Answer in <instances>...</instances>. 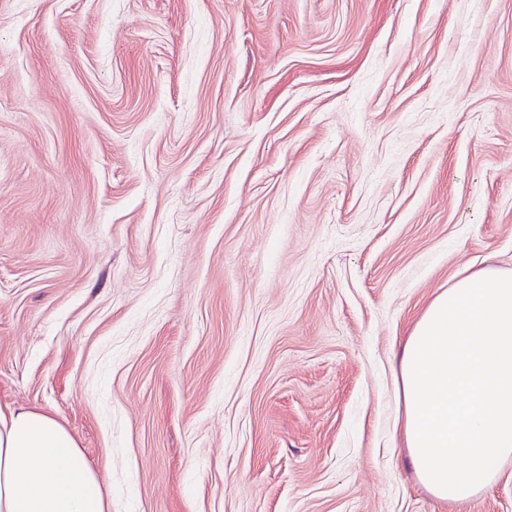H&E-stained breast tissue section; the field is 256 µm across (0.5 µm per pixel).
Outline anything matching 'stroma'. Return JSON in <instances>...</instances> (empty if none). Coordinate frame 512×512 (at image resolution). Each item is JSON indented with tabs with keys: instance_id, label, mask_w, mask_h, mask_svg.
<instances>
[{
	"instance_id": "obj_1",
	"label": "stroma",
	"mask_w": 512,
	"mask_h": 512,
	"mask_svg": "<svg viewBox=\"0 0 512 512\" xmlns=\"http://www.w3.org/2000/svg\"><path fill=\"white\" fill-rule=\"evenodd\" d=\"M512 269V0H0V405L112 512L436 500L398 353Z\"/></svg>"
}]
</instances>
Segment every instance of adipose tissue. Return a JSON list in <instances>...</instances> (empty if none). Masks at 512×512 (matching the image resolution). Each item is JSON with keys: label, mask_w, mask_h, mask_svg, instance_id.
<instances>
[{"label": "adipose tissue", "mask_w": 512, "mask_h": 512, "mask_svg": "<svg viewBox=\"0 0 512 512\" xmlns=\"http://www.w3.org/2000/svg\"><path fill=\"white\" fill-rule=\"evenodd\" d=\"M399 383L409 464L426 490L459 504L496 483L512 458V270L464 273L438 294L400 352ZM0 512L112 502L56 415L0 407Z\"/></svg>", "instance_id": "adipose-tissue-1"}]
</instances>
